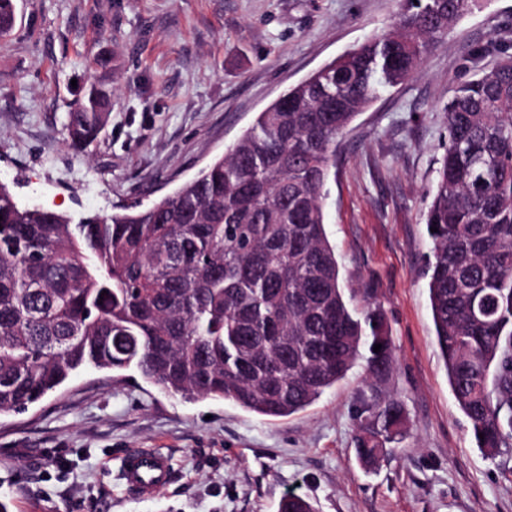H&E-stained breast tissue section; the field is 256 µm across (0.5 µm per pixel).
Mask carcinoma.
Instances as JSON below:
<instances>
[{"mask_svg": "<svg viewBox=\"0 0 512 512\" xmlns=\"http://www.w3.org/2000/svg\"><path fill=\"white\" fill-rule=\"evenodd\" d=\"M475 2L404 0L390 29L289 88L224 156L148 207L75 218L21 207L1 185L0 414L28 410L83 369L133 368L168 396L271 418L311 406L365 348L372 377H388L384 316L353 306L359 289L326 232L327 183L355 118ZM15 16L14 0H0L1 37ZM483 51L494 64L445 108L424 274L449 386L495 457L512 448V45ZM110 104L96 83L73 102L71 148L98 139ZM362 413L355 451L367 468L406 414L394 397ZM279 512L314 510L289 494Z\"/></svg>", "mask_w": 512, "mask_h": 512, "instance_id": "carcinoma-1", "label": "carcinoma"}]
</instances>
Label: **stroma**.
I'll return each mask as SVG.
<instances>
[{
  "mask_svg": "<svg viewBox=\"0 0 512 512\" xmlns=\"http://www.w3.org/2000/svg\"><path fill=\"white\" fill-rule=\"evenodd\" d=\"M0 38V182L17 202L73 216L150 205L194 177L288 88L387 30L398 0H15ZM512 42V0H476L405 84L385 90L336 151L324 201L341 274L385 316L396 359L358 360L313 405L265 418L164 395L136 370H85L40 404L0 415V500L11 512H512V453L485 456L448 385L424 257L454 88L476 47ZM105 84L112 109L85 151L71 103ZM398 398L407 427L374 469L355 456L356 412ZM132 448L171 476L145 497L120 476Z\"/></svg>",
  "mask_w": 512,
  "mask_h": 512,
  "instance_id": "35a3bbf8",
  "label": "stroma"
}]
</instances>
